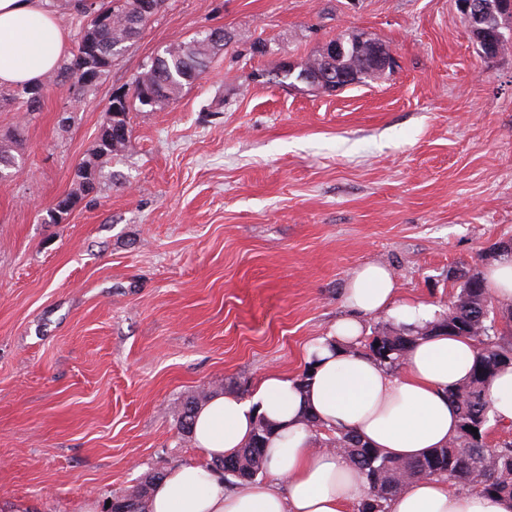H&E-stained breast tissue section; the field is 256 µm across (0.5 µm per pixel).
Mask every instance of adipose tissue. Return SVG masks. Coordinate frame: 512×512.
<instances>
[{
  "label": "adipose tissue",
  "mask_w": 512,
  "mask_h": 512,
  "mask_svg": "<svg viewBox=\"0 0 512 512\" xmlns=\"http://www.w3.org/2000/svg\"><path fill=\"white\" fill-rule=\"evenodd\" d=\"M66 46L47 0H0L1 86L41 83ZM344 300L352 316L338 320L308 348L309 385L272 372L252 399L229 392L209 399L193 424L198 458L179 463L154 484L147 512H353L366 485L343 455L316 447L306 422L310 415L323 429L354 432L399 459L447 446L458 424L448 392L466 381L477 353L474 342L426 337L412 347L403 369L391 373L353 352L363 317L387 314L417 328L433 321L436 307L397 302L393 275L377 262L355 271ZM260 415L276 426L267 447L270 477L226 490L213 464L247 443ZM389 512H512V503L475 491L460 494L433 478L413 483L391 501Z\"/></svg>",
  "instance_id": "ef3b65f1"
}]
</instances>
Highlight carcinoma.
Here are the masks:
<instances>
[{
    "instance_id": "1",
    "label": "carcinoma",
    "mask_w": 512,
    "mask_h": 512,
    "mask_svg": "<svg viewBox=\"0 0 512 512\" xmlns=\"http://www.w3.org/2000/svg\"><path fill=\"white\" fill-rule=\"evenodd\" d=\"M112 20L107 25L86 32L87 40L96 44V51L110 59L103 63L93 56L85 61L87 68L103 74L127 47L135 42L146 27L141 21L143 0H110ZM482 40L480 47L505 52L512 46L499 41L497 14H489L479 23ZM224 41V30L214 29L201 39H193L168 47L164 54L155 58L144 72L143 83H135L132 94H124L120 109L108 108L96 152L79 166L76 188L68 194L71 205L97 191L104 159H112L124 153L131 138L130 112L145 108L146 94L153 96L150 109H161L169 101L177 100L183 90L202 78L215 57L212 43ZM76 55L65 57L54 70L51 81L59 86L75 87L79 78L75 71ZM42 88L15 89L8 95L0 94V101H22L26 111L35 112L42 106ZM13 141L10 136H0V177L17 166L11 154ZM464 270L457 278L458 287L446 308L440 311L431 326L444 329L450 335L467 337L475 342L477 356L466 382L449 392L456 404L459 424L456 436L444 448H436L428 454L412 459L394 458L378 448L364 444L351 431L338 430L327 437L325 444L339 443L353 468L367 485V496L357 506V512H388L390 501L403 493L413 482L438 478L474 491V477L479 476L480 492L505 498L512 502V441L504 440L493 446L484 441V432L495 421L492 415L490 385L495 375L512 365V328H500L490 291L479 273L467 276ZM427 336V332L415 330L390 321L374 328V331L358 342L355 351L369 357L379 365L395 371L404 364L414 344ZM212 395L210 390L189 395L177 416L179 433L192 434L195 414ZM477 429L474 434L471 429ZM273 433V425L267 418L257 417L248 443L234 453L241 463L237 474L224 475V481L243 487L266 471L264 448ZM160 480L149 476L144 483L123 496V512H146V503L153 484Z\"/></svg>"
}]
</instances>
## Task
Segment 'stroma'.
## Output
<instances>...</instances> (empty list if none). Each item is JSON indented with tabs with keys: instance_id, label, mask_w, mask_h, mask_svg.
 <instances>
[{
	"instance_id": "stroma-1",
	"label": "stroma",
	"mask_w": 512,
	"mask_h": 512,
	"mask_svg": "<svg viewBox=\"0 0 512 512\" xmlns=\"http://www.w3.org/2000/svg\"><path fill=\"white\" fill-rule=\"evenodd\" d=\"M227 36L202 79L131 115L130 143L62 223L115 94L180 41ZM398 67L334 94L277 80L341 33ZM0 512H83L195 454L202 389L299 375L367 262L444 307L450 274L512 242V51L483 59L456 0H166L95 85L0 106Z\"/></svg>"
}]
</instances>
